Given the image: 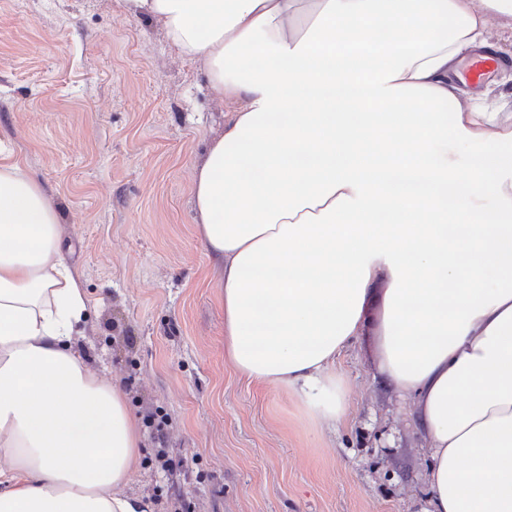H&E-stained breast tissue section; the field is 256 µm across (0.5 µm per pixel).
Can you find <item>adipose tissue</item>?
I'll use <instances>...</instances> for the list:
<instances>
[{"label":"adipose tissue","instance_id":"ef3b65f1","mask_svg":"<svg viewBox=\"0 0 512 512\" xmlns=\"http://www.w3.org/2000/svg\"><path fill=\"white\" fill-rule=\"evenodd\" d=\"M226 109L192 177L224 352L323 430L360 336L424 442L428 512H512V92L463 61L512 0H126ZM52 197L0 152V512H150L143 434L73 348Z\"/></svg>","mask_w":512,"mask_h":512}]
</instances>
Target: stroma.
Returning <instances> with one entry per match:
<instances>
[{"instance_id":"obj_1","label":"stroma","mask_w":512,"mask_h":512,"mask_svg":"<svg viewBox=\"0 0 512 512\" xmlns=\"http://www.w3.org/2000/svg\"><path fill=\"white\" fill-rule=\"evenodd\" d=\"M224 122L202 66L125 0H0V145L58 204L90 306L76 352L142 422L130 491L153 512H425L423 442L370 337L336 363L347 404L333 430L226 359L191 209ZM153 413L175 470L154 462Z\"/></svg>"}]
</instances>
